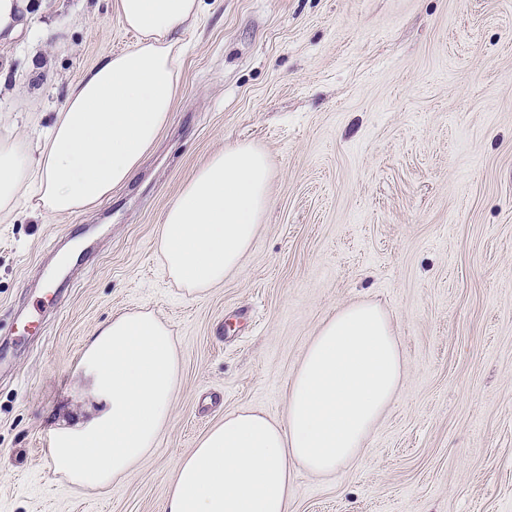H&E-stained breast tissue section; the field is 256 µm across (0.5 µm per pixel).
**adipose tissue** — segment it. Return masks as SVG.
I'll return each mask as SVG.
<instances>
[{
  "label": "adipose tissue",
  "mask_w": 512,
  "mask_h": 512,
  "mask_svg": "<svg viewBox=\"0 0 512 512\" xmlns=\"http://www.w3.org/2000/svg\"><path fill=\"white\" fill-rule=\"evenodd\" d=\"M111 8L137 34L134 46L90 68L37 142L0 128V217L19 214L29 192L47 214L99 206L166 127L180 93L177 36L198 20L201 0H112ZM269 181L259 149L237 145L213 155L164 214L168 273L195 292L223 284L258 232ZM81 364L108 407L53 430L49 453L75 484L97 488L154 448L178 390V354L164 324L134 312L97 329ZM404 376L387 315L368 303L342 307L321 324L290 378L284 419L250 409L225 414L175 462L165 512H288L294 468L331 476L347 466Z\"/></svg>",
  "instance_id": "adipose-tissue-1"
}]
</instances>
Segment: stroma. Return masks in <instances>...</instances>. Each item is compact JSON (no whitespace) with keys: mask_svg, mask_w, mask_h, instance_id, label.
Returning a JSON list of instances; mask_svg holds the SVG:
<instances>
[{"mask_svg":"<svg viewBox=\"0 0 512 512\" xmlns=\"http://www.w3.org/2000/svg\"><path fill=\"white\" fill-rule=\"evenodd\" d=\"M137 40L109 0H43L0 47V114L37 139L102 57ZM181 92L132 179L69 216L0 220V512H164L174 461L226 413L282 420L319 325L367 302L403 388L336 475L292 474L288 512H512V0H203ZM236 144L270 204L221 286L167 272L165 211ZM148 312L179 389L150 453L84 489L49 435L82 407L85 343Z\"/></svg>","mask_w":512,"mask_h":512,"instance_id":"1","label":"stroma"}]
</instances>
